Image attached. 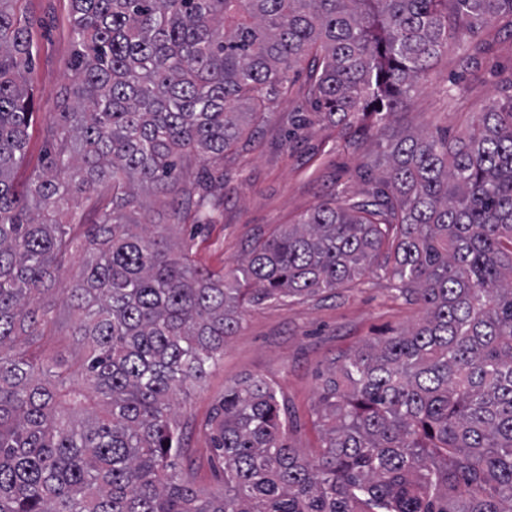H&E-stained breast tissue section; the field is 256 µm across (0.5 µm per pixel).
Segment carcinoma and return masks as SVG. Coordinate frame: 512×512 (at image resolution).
Returning <instances> with one entry per match:
<instances>
[{
  "label": "carcinoma",
  "mask_w": 512,
  "mask_h": 512,
  "mask_svg": "<svg viewBox=\"0 0 512 512\" xmlns=\"http://www.w3.org/2000/svg\"><path fill=\"white\" fill-rule=\"evenodd\" d=\"M21 2L0 0V512H512V94L459 136L394 126L449 46L468 68L512 32V0H71L70 85L20 188L38 51ZM303 61L312 111L292 128L384 140L375 192L317 205L225 271L129 219L135 188L187 178L181 206L211 223L224 160ZM79 249L72 362L44 360L41 300ZM378 270L423 317L328 367L317 459L288 444L274 385L245 377L207 424L224 490L200 498L178 397L244 305Z\"/></svg>",
  "instance_id": "carcinoma-1"
}]
</instances>
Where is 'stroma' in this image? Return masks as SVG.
I'll list each match as a JSON object with an SVG mask.
<instances>
[{"label": "stroma", "mask_w": 512, "mask_h": 512, "mask_svg": "<svg viewBox=\"0 0 512 512\" xmlns=\"http://www.w3.org/2000/svg\"><path fill=\"white\" fill-rule=\"evenodd\" d=\"M24 7L33 22L38 56L28 75L35 102L29 142L14 172L21 186L44 167L47 117L58 111L65 97L70 83L67 63L73 52L70 0H26ZM490 41L478 66L467 71L458 64L460 48L450 46L430 72L425 88L412 98L400 125L427 131L445 128L458 134L477 112L499 100L512 87V32L494 33ZM305 80V67L297 66L290 88L245 129L234 158L224 166L223 185L213 190L219 210L212 224L195 228L193 216L186 215L179 225H172L169 203L180 192L176 185L166 196L140 194L130 211L132 219L166 225L167 235L189 249L198 265L220 270L235 266L279 225L297 222L322 201L366 198L381 177L380 171L365 166L368 155L379 150L376 142L349 148L323 121L288 138L289 115L309 109ZM459 87L464 95H456ZM43 303L53 322L39 349L60 360L70 359L68 333L75 318L60 292L46 295ZM421 317L420 307L395 297L379 273L332 296L245 309L219 364L182 404L183 462L195 475L197 491L211 496L224 488L206 424L225 386L247 376L274 380L288 412L289 443L306 459H314L323 437L317 416L322 375L331 362L367 342L411 327Z\"/></svg>", "instance_id": "1"}]
</instances>
